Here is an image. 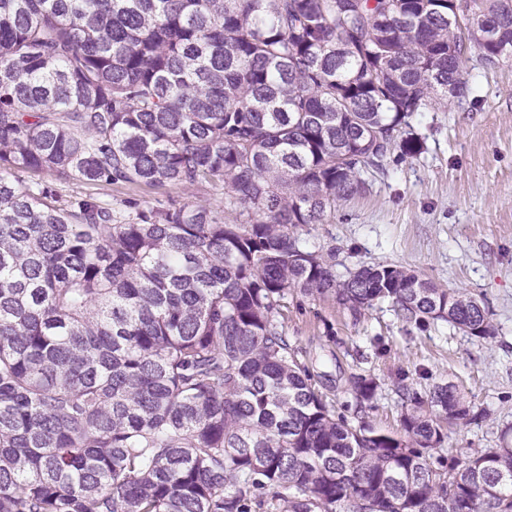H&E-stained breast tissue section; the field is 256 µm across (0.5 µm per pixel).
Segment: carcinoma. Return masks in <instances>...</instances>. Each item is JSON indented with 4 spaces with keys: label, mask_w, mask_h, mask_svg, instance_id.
I'll use <instances>...</instances> for the list:
<instances>
[{
    "label": "carcinoma",
    "mask_w": 512,
    "mask_h": 512,
    "mask_svg": "<svg viewBox=\"0 0 512 512\" xmlns=\"http://www.w3.org/2000/svg\"><path fill=\"white\" fill-rule=\"evenodd\" d=\"M0 0V512H512V447H443L483 412L399 377V431L336 413L288 292L357 321L494 336L473 296L376 263L330 224L424 138L490 0ZM193 187L124 214L57 185ZM233 221H226V216ZM354 413L372 374L348 379Z\"/></svg>",
    "instance_id": "obj_1"
}]
</instances>
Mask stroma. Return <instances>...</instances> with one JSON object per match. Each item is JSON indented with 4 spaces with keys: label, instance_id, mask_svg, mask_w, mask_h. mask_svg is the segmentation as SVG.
<instances>
[{
    "label": "stroma",
    "instance_id": "obj_1",
    "mask_svg": "<svg viewBox=\"0 0 512 512\" xmlns=\"http://www.w3.org/2000/svg\"><path fill=\"white\" fill-rule=\"evenodd\" d=\"M464 73L478 89V103L465 99L418 115L424 152L388 162L366 193L337 206L333 223L311 225L307 239L335 249L337 273L391 263L473 295L484 303L494 337L479 340L441 320L421 331L387 302L356 322L334 298L294 291L285 310L291 342L337 407L353 401L350 374L379 378L375 407L364 415L375 429L398 427L397 373H407L418 389L446 382L460 389L485 416L452 427L449 449L495 448L501 432L512 428V61L488 67L472 52ZM59 190L93 194L117 210L131 197L188 202L201 196L197 189L77 182ZM379 341L387 350L382 357L375 354Z\"/></svg>",
    "mask_w": 512,
    "mask_h": 512
}]
</instances>
